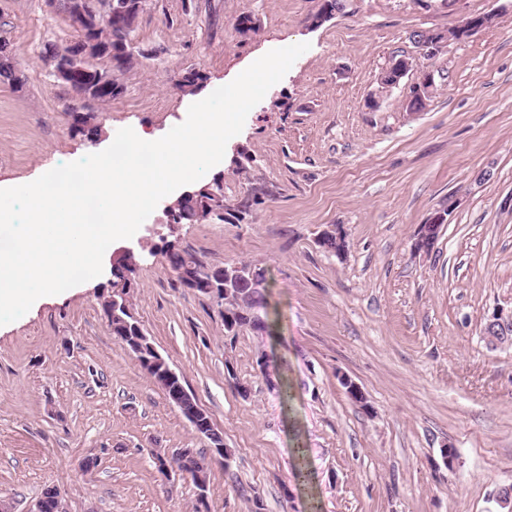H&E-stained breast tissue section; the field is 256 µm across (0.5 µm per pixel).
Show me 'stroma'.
Wrapping results in <instances>:
<instances>
[{
	"instance_id": "35a3bbf8",
	"label": "stroma",
	"mask_w": 512,
	"mask_h": 512,
	"mask_svg": "<svg viewBox=\"0 0 512 512\" xmlns=\"http://www.w3.org/2000/svg\"><path fill=\"white\" fill-rule=\"evenodd\" d=\"M318 6L148 0L133 37L148 56L122 76L121 96L89 104L102 129L91 140L70 130L72 96L41 61L45 45L72 39L65 14L0 0V40L25 77L0 82V188L100 152L124 127L159 139L269 50L310 45L203 177L221 178L231 205L259 196L241 223L172 224L156 207L107 248L99 277L0 326V500L12 512L49 486L67 512H193L191 480L164 478L152 452L208 444L102 311L129 250L142 256L128 297L145 333L232 453L210 470L211 512H498L495 491L512 485V347L490 348L482 326L512 307V0H350L315 28ZM491 11L496 26L418 56L414 32ZM245 13L256 28L243 34ZM398 54L414 72L381 90ZM191 69L203 81L179 89ZM421 69L433 91L410 112ZM451 199L433 248L416 252L420 225ZM336 224L342 258L317 243ZM170 244L208 265L264 267L271 334L225 332L217 302L168 269Z\"/></svg>"
}]
</instances>
